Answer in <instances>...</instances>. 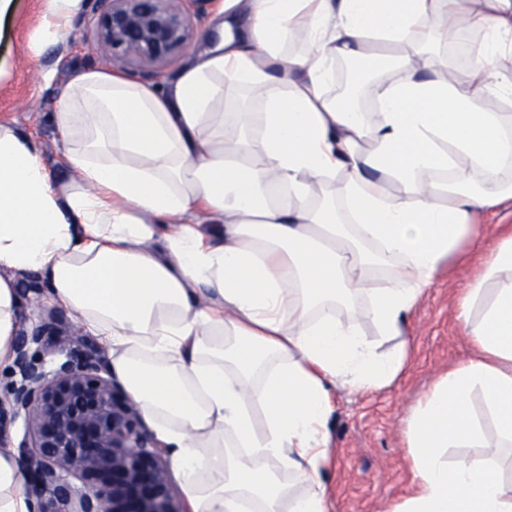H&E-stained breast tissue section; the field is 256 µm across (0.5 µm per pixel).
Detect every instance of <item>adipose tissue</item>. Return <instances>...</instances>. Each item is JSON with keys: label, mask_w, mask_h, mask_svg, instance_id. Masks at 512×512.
<instances>
[{"label": "adipose tissue", "mask_w": 512, "mask_h": 512, "mask_svg": "<svg viewBox=\"0 0 512 512\" xmlns=\"http://www.w3.org/2000/svg\"><path fill=\"white\" fill-rule=\"evenodd\" d=\"M84 0H44L35 43H57ZM478 31L464 80L438 42ZM308 43L287 54L293 32ZM214 48L167 88L75 73L55 123L71 170L58 185L37 141L0 124V366L14 354L19 290L103 337L116 378L170 450L188 512H328L338 387L393 383L409 317L448 254L479 246V214L512 201V0H224ZM391 65L377 109L329 87L337 59ZM260 111L226 122L225 86ZM464 167H457V160ZM458 301L473 356L405 419L411 493L388 512H512L495 459L512 447V226ZM393 275L370 287L374 269ZM365 298L382 353L342 308ZM262 409L263 432L252 413ZM0 512H29L24 471L0 448ZM473 411L483 430V440L481 445L483 446L486 443H491L494 440L495 430L487 415L485 401L481 391L479 390H476L473 394ZM496 451H499L500 454H497L499 457H501L506 466V473L509 476L510 475V462L507 459V448H484V447H463V448H450L448 449L447 455L451 462L456 461L458 459L462 458H468V457H477V456H484V455H490L495 453Z\"/></svg>", "instance_id": "obj_1"}]
</instances>
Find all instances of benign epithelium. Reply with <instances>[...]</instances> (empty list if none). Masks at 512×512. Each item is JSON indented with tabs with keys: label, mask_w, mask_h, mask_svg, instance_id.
Here are the masks:
<instances>
[{
	"label": "benign epithelium",
	"mask_w": 512,
	"mask_h": 512,
	"mask_svg": "<svg viewBox=\"0 0 512 512\" xmlns=\"http://www.w3.org/2000/svg\"><path fill=\"white\" fill-rule=\"evenodd\" d=\"M197 2L103 0L98 40L112 58L139 63V75L150 79L154 66L188 42ZM57 349L66 357L48 371L40 353ZM12 375L8 406L0 405V446L8 444V425L23 417L27 434L14 450L30 512H182L165 446L146 429L97 344L49 312L15 337Z\"/></svg>",
	"instance_id": "benign-epithelium-1"
}]
</instances>
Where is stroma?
Returning <instances> with one entry per match:
<instances>
[{
    "mask_svg": "<svg viewBox=\"0 0 512 512\" xmlns=\"http://www.w3.org/2000/svg\"><path fill=\"white\" fill-rule=\"evenodd\" d=\"M13 14L0 18V122L36 138L43 159L58 180L68 178L61 136L54 122L58 101L73 74L83 69L115 71L137 77V64L112 59L99 45L95 21L98 0H86L83 15L52 47L36 51L31 37L43 19L42 0H16ZM220 0H200L188 44L158 71L174 79L179 69L207 46L220 20ZM479 252L460 244L442 264L433 285L415 308L409 324L411 352L404 371L391 385L373 392L336 391L331 420L330 512H387L410 492L404 420L436 377L472 351L458 316V299L477 273Z\"/></svg>",
    "mask_w": 512,
    "mask_h": 512,
    "instance_id": "obj_1",
    "label": "stroma"
}]
</instances>
